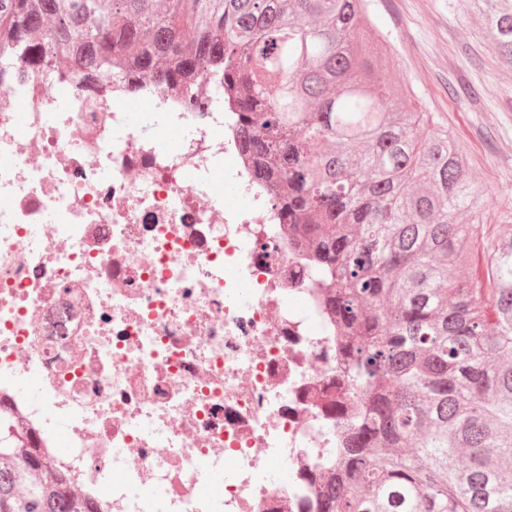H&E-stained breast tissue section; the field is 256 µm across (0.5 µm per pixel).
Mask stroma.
Returning a JSON list of instances; mask_svg holds the SVG:
<instances>
[{
    "mask_svg": "<svg viewBox=\"0 0 512 512\" xmlns=\"http://www.w3.org/2000/svg\"><path fill=\"white\" fill-rule=\"evenodd\" d=\"M462 0H372V21L395 57L380 79L411 88L465 148L488 209L486 232L512 235V70L495 60L480 20Z\"/></svg>",
    "mask_w": 512,
    "mask_h": 512,
    "instance_id": "1",
    "label": "stroma"
}]
</instances>
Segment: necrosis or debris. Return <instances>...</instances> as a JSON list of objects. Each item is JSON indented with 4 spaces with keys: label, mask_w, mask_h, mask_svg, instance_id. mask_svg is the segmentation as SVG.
Listing matches in <instances>:
<instances>
[{
    "label": "necrosis or debris",
    "mask_w": 512,
    "mask_h": 512,
    "mask_svg": "<svg viewBox=\"0 0 512 512\" xmlns=\"http://www.w3.org/2000/svg\"><path fill=\"white\" fill-rule=\"evenodd\" d=\"M139 87L0 73V418L99 512H316L363 387L313 259L222 90Z\"/></svg>",
    "instance_id": "1"
}]
</instances>
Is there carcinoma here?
I'll list each match as a JSON object with an SVG mask.
<instances>
[{
    "label": "carcinoma",
    "instance_id": "obj_1",
    "mask_svg": "<svg viewBox=\"0 0 512 512\" xmlns=\"http://www.w3.org/2000/svg\"><path fill=\"white\" fill-rule=\"evenodd\" d=\"M512 69V0H467ZM371 0H0V53L112 79L224 85L257 176L314 255L365 385L318 512H512V237L464 150L378 73ZM483 242L484 278L460 274ZM0 512H92L0 434Z\"/></svg>",
    "mask_w": 512,
    "mask_h": 512
}]
</instances>
